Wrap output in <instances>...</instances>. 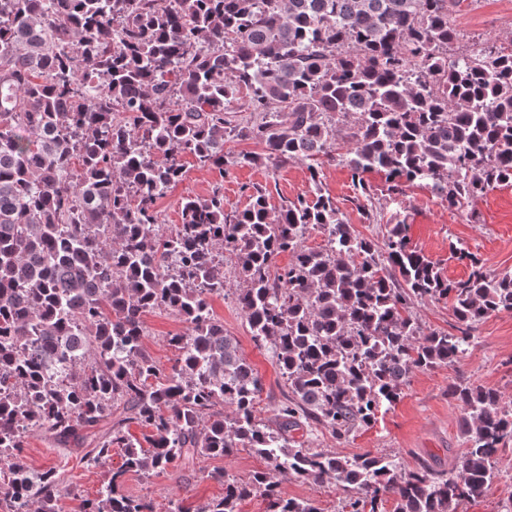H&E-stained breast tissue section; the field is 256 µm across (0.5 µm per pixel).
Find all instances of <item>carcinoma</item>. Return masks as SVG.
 <instances>
[{"label": "carcinoma", "mask_w": 512, "mask_h": 512, "mask_svg": "<svg viewBox=\"0 0 512 512\" xmlns=\"http://www.w3.org/2000/svg\"><path fill=\"white\" fill-rule=\"evenodd\" d=\"M463 0H0V512H58L65 488L26 462L41 434L109 472L84 512H157L124 490L242 448L265 468L224 481V495L167 512H321L285 498L283 480L333 481L348 512H458L498 479L512 446L502 395L460 380L465 447L446 474L405 469L369 451L339 457L295 433L319 425L347 441L394 404L416 370L459 364L479 327L512 312V273L469 249L449 280L390 224L383 243L356 233L320 187L319 159L344 163L358 197L382 171L395 199L421 182L448 207L512 186V44H462L450 13ZM247 112L231 125L228 114ZM233 135L265 153L224 155ZM227 170L308 162L313 194L275 209L243 188L156 201L182 181L180 158ZM323 231L320 249L304 245ZM287 252V266L274 269ZM233 296L254 343L288 388L264 421L263 382L224 333L209 300ZM451 303L452 330L413 316ZM185 329L162 372L144 347L145 317ZM147 432L140 441L131 427Z\"/></svg>", "instance_id": "cac0c4a2"}]
</instances>
